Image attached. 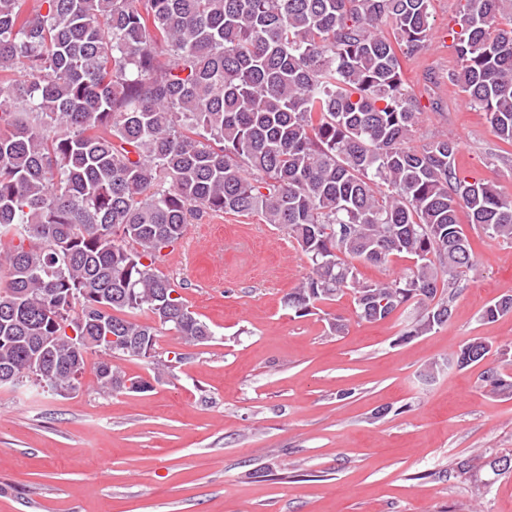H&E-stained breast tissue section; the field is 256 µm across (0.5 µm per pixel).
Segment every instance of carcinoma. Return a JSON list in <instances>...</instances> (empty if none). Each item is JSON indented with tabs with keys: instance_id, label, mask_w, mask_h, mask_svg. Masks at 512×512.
Segmentation results:
<instances>
[{
	"instance_id": "1",
	"label": "carcinoma",
	"mask_w": 512,
	"mask_h": 512,
	"mask_svg": "<svg viewBox=\"0 0 512 512\" xmlns=\"http://www.w3.org/2000/svg\"><path fill=\"white\" fill-rule=\"evenodd\" d=\"M0 0V372L59 394L85 353L150 358L127 336L213 339L159 270L201 213L258 214L294 240L310 274L284 303L297 317L350 293L364 322L403 336L448 324L476 265L459 212L512 243V197L456 169L459 142L420 130L402 60L423 50L432 0ZM502 0H465L448 73L512 145V19ZM407 260L364 280L356 263ZM80 313L71 315L69 303ZM149 312L153 321L135 320ZM512 313V295L481 318ZM55 362L25 365L44 341ZM492 344L465 341L452 364L512 395ZM126 374L98 363L96 387ZM0 381V387L5 384ZM495 475L512 454L488 456Z\"/></svg>"
}]
</instances>
